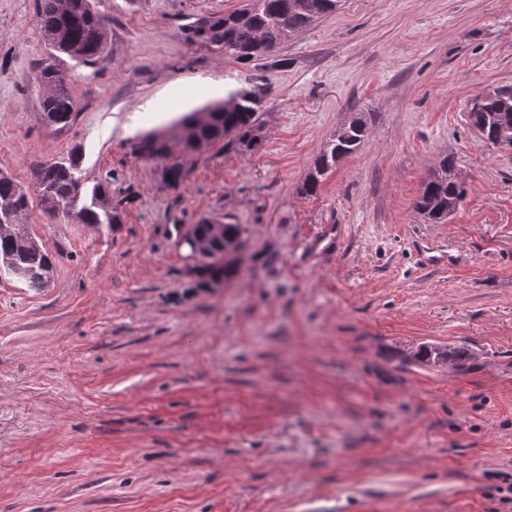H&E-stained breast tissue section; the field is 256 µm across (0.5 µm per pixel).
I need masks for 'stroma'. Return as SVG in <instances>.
<instances>
[{"label": "stroma", "instance_id": "stroma-1", "mask_svg": "<svg viewBox=\"0 0 512 512\" xmlns=\"http://www.w3.org/2000/svg\"><path fill=\"white\" fill-rule=\"evenodd\" d=\"M241 0H101L106 54L62 65L76 112L43 122L36 0H0V167L81 155L124 221L26 217L54 277L0 280V512H512V147L469 103L512 87V0H341L255 70L183 28ZM259 87L257 150L190 156L166 186L130 143ZM370 137L315 196L311 160L358 113ZM453 155L466 194L415 203ZM243 225L241 271L196 287L175 225ZM453 255L424 268L421 244ZM466 344L465 373L401 367ZM455 170L453 157L441 158L432 170L428 179L423 183L416 202V210L428 223H442L452 212V205L462 202L464 187L454 179Z\"/></svg>", "mask_w": 512, "mask_h": 512}]
</instances>
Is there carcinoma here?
Wrapping results in <instances>:
<instances>
[{"label": "carcinoma", "mask_w": 512, "mask_h": 512, "mask_svg": "<svg viewBox=\"0 0 512 512\" xmlns=\"http://www.w3.org/2000/svg\"><path fill=\"white\" fill-rule=\"evenodd\" d=\"M340 0H245L240 8L224 15L209 16L189 26L187 38L200 44L217 46L224 57L256 67L270 54L288 43L318 19L336 11ZM107 22L95 0H37L36 24L48 49L46 62L33 77L39 90V106L44 120L65 127L71 122L75 101L59 64L72 60L94 64L104 58ZM512 113V88L494 90L475 99L468 111L469 125L486 144L512 146V121L502 117ZM261 94L253 91L242 96L235 91L224 103L206 107L184 116L167 134L149 133L131 145V154L147 162H161V179L172 187L187 177L181 157L217 142L243 152L257 149L263 129ZM370 133V118L362 113L340 127L312 160L300 192L315 194L319 185L345 156L363 147ZM80 158L72 154L36 165L34 182L43 202L55 203L62 216L78 224H120V205L112 202V188L98 182L89 190L77 176ZM454 158H441L423 183L416 210L429 223L448 218V204H460L462 183L454 179ZM31 196L10 171L0 168V227L9 224L0 235V277L8 276L28 288H43L51 280L55 256L35 237L20 217L27 214ZM215 221L203 218L194 225L203 260L195 266L198 287L226 285L239 273L237 254L243 248L246 230L241 224L224 223L216 231ZM475 356L463 345L423 344L405 354L402 365L425 368L450 366L458 373L473 367Z\"/></svg>", "instance_id": "obj_1"}]
</instances>
